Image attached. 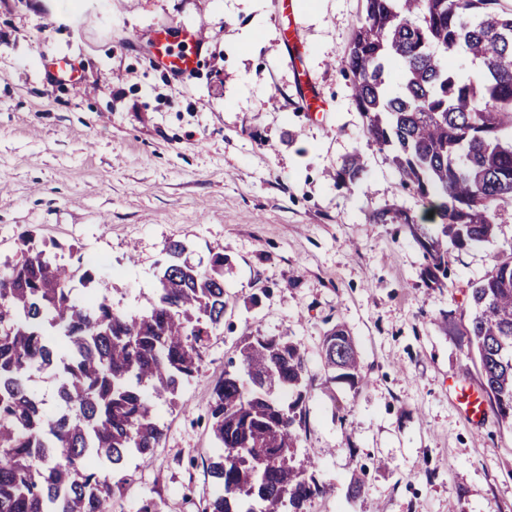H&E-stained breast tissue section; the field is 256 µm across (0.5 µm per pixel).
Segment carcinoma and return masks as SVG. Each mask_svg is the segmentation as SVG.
I'll return each instance as SVG.
<instances>
[{"instance_id":"1","label":"carcinoma","mask_w":512,"mask_h":512,"mask_svg":"<svg viewBox=\"0 0 512 512\" xmlns=\"http://www.w3.org/2000/svg\"><path fill=\"white\" fill-rule=\"evenodd\" d=\"M342 65L365 134L439 218L436 234L418 236L413 216H393L424 250L425 279L442 283L448 248L492 239L512 201V12L498 0H364ZM365 174L352 154L336 179L356 185ZM56 248L26 234L19 259L0 269V512H105L129 459L147 463L162 439L154 400L176 406L224 324L221 252L194 264L185 243L169 242L153 296L128 312L99 294L92 270L59 264ZM470 299L483 389L512 426V251L493 258ZM321 353L327 382L368 383L343 326L324 334ZM35 367L59 376L56 413L27 386ZM311 384L292 338H239L212 387L214 491L203 512H307L326 493L293 452Z\"/></svg>"}]
</instances>
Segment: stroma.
<instances>
[{
	"label": "stroma",
	"mask_w": 512,
	"mask_h": 512,
	"mask_svg": "<svg viewBox=\"0 0 512 512\" xmlns=\"http://www.w3.org/2000/svg\"><path fill=\"white\" fill-rule=\"evenodd\" d=\"M363 0H0V267L20 237L59 245L92 267L119 310L150 297L165 245L192 261L223 252L224 324L177 407L157 402L163 438L131 468L107 512H202L216 446L211 388L244 330L290 336L323 374L327 329L346 327L369 382L313 387L295 450L333 490L311 512H512V428L473 425L453 380L481 385L465 334L469 286L512 250V204L493 241L448 253L444 285L421 279L422 249L403 210L432 231L427 207L364 134L341 58ZM196 30L192 70L154 62L158 30ZM304 37L296 66L284 40ZM311 81L325 106L297 103ZM357 188L332 175L351 153ZM357 482L362 493L347 499Z\"/></svg>",
	"instance_id": "stroma-1"
}]
</instances>
